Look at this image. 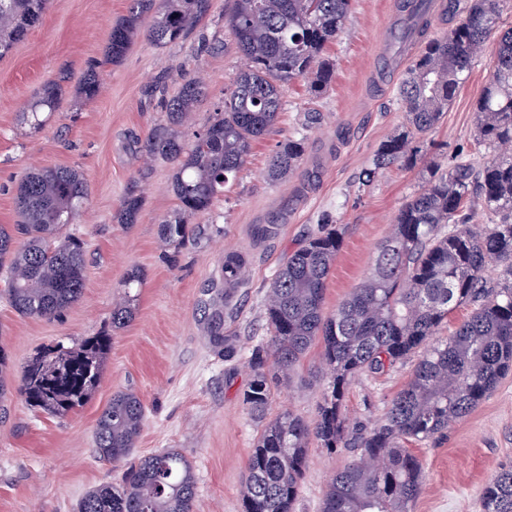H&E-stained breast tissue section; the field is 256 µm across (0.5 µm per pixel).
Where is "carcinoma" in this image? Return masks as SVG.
I'll list each match as a JSON object with an SVG mask.
<instances>
[{
  "instance_id": "cac0c4a2",
  "label": "carcinoma",
  "mask_w": 512,
  "mask_h": 512,
  "mask_svg": "<svg viewBox=\"0 0 512 512\" xmlns=\"http://www.w3.org/2000/svg\"><path fill=\"white\" fill-rule=\"evenodd\" d=\"M50 0H0V59L40 23ZM128 14L112 24L105 62L117 63L152 15L148 40L162 47L180 41L210 10V0H129ZM351 0H233L224 16L244 66L215 116L193 137L181 135L206 95L190 78L168 101L166 123L138 141L140 151L173 165L172 191L179 212L159 225L167 246L190 233L186 217L207 211L224 186L236 179L252 144L275 125L286 85L306 79L315 94L331 82L333 65L323 57L349 17ZM500 0H470L448 32L430 40L409 65L399 86L406 124L378 148L365 181L380 169L413 164L411 144L441 120L466 83L476 58L493 43L488 78L475 104V159L460 158L446 171L428 170L419 189L399 209L391 234L376 247L368 275L333 312L324 290L340 246L329 226L311 236L276 272L267 290L269 338L252 347V378L243 393L261 434L245 464L240 496L243 512H293L311 439L324 448H353L351 462L328 482L322 512H411L422 488L420 460L405 447L427 442L467 416L512 371V25L500 24ZM61 80L46 81L27 116L55 109ZM97 70H87L82 94L98 96ZM305 137H290L272 156L269 176L295 170ZM84 174L64 166L34 167L16 186L20 223L0 225V269L9 270L5 292L26 317L52 318L85 287L83 242L68 233L88 201ZM485 227L468 224L475 207ZM140 197L126 195L123 224L136 222ZM502 267L490 283L489 265ZM247 261L224 258L226 288L208 289L200 311L209 344L224 356V305ZM140 272L124 281V301L112 307V327L133 318L131 290ZM471 314L445 338L439 331L457 309ZM321 368L330 376L312 422L291 411L267 418L272 382L287 378L315 342ZM108 333L74 348L55 346L21 372L17 393L51 416L82 406L100 383ZM415 358L413 376L384 417L350 427L345 391L363 373L378 374ZM13 372L0 348V397ZM145 407L132 391L119 392L103 409L94 431L99 459L118 463L136 447ZM196 476L176 449L145 457L124 473L117 487L103 485L82 497L78 512H195ZM482 512H512V465L500 468L481 492Z\"/></svg>"
}]
</instances>
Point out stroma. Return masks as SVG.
Returning a JSON list of instances; mask_svg holds the SVG:
<instances>
[{"label":"stroma","mask_w":512,"mask_h":512,"mask_svg":"<svg viewBox=\"0 0 512 512\" xmlns=\"http://www.w3.org/2000/svg\"><path fill=\"white\" fill-rule=\"evenodd\" d=\"M426 37L411 42L404 59L385 64L382 47L401 17V0H353L343 32L326 54L333 78L318 95L298 80L284 90L276 124L255 142L237 179L211 209L188 217L191 232L164 246L158 226L178 209L172 167L144 161L135 149L166 119L160 99L143 90L167 75V96L184 80L205 77L207 94L194 110L191 129L213 116L243 61L224 25L227 0H212L209 15L182 41L159 48L138 37L118 64L104 54L112 25L128 13L129 0H50L41 23L0 60V225L18 221L15 187L28 169L67 166L82 171L89 202L69 230L86 247L81 297L57 317L18 315L4 294L0 273V348L14 373L39 352L75 346L109 332L111 348L91 398L62 417L33 408L9 391L0 399V512H77L82 496L100 485H119L128 466L167 448L194 468L196 512H242L245 463L262 426L242 402L251 373L247 358L266 336L265 295L277 267L320 226L336 225L341 245L326 281L324 308L334 311L366 275L377 244L387 237L422 170H446L458 152H471L475 101L489 74L490 57L475 62L471 76L440 123L419 138L413 166L379 170L365 182L380 143L399 130L405 114L398 100L404 73L427 38L456 22L448 0H432ZM100 62L101 92L85 101L84 75ZM61 79L55 112L39 129L25 111L46 80ZM303 133L306 149L295 170L273 180L268 167L278 145ZM137 191L136 223L121 224L122 199ZM247 259L231 309L224 312V357L211 350L199 301L207 288L224 285V258ZM140 271L134 316L119 329L112 307L124 295L130 271ZM313 345L291 381L273 387L270 414L288 409L313 420L327 377ZM413 361L349 385L351 421L383 416L407 384ZM134 391L146 417L139 442L124 462L97 458L93 432L114 393ZM411 451L423 467V484L412 512H481L480 492L501 465L512 462V373L467 417ZM351 458L311 442L295 512H321L331 475Z\"/></svg>","instance_id":"35a3bbf8"}]
</instances>
